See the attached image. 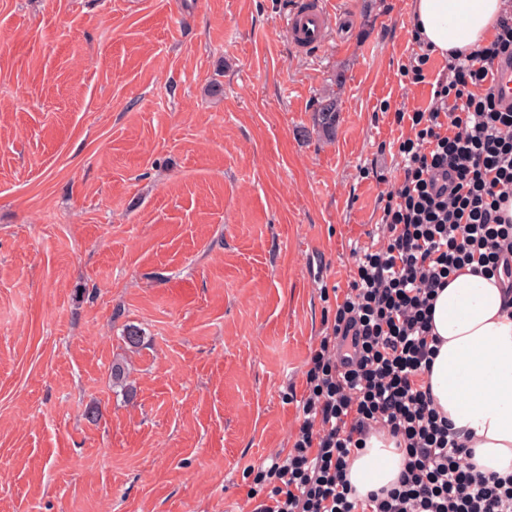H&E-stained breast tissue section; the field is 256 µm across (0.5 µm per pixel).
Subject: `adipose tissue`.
I'll use <instances>...</instances> for the list:
<instances>
[{
    "mask_svg": "<svg viewBox=\"0 0 512 512\" xmlns=\"http://www.w3.org/2000/svg\"><path fill=\"white\" fill-rule=\"evenodd\" d=\"M503 8V0H413L422 40L443 55L484 45ZM502 304L498 278L459 270L434 302L441 344L429 376L437 406L469 433L478 464L499 473L512 471V315ZM401 464L394 443L375 436L349 478L364 494L393 482Z\"/></svg>",
    "mask_w": 512,
    "mask_h": 512,
    "instance_id": "obj_1",
    "label": "adipose tissue"
}]
</instances>
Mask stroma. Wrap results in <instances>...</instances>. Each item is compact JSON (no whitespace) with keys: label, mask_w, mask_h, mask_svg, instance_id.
Listing matches in <instances>:
<instances>
[{"label":"stroma","mask_w":512,"mask_h":512,"mask_svg":"<svg viewBox=\"0 0 512 512\" xmlns=\"http://www.w3.org/2000/svg\"><path fill=\"white\" fill-rule=\"evenodd\" d=\"M294 2L0 0V512H247L290 447L394 112L448 71L401 76L411 0H332L313 53Z\"/></svg>","instance_id":"35a3bbf8"}]
</instances>
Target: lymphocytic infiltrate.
Instances as JSON below:
<instances>
[{
	"mask_svg": "<svg viewBox=\"0 0 512 512\" xmlns=\"http://www.w3.org/2000/svg\"><path fill=\"white\" fill-rule=\"evenodd\" d=\"M512 65V10L491 42L448 57L428 108L396 110L410 134L386 194L383 242L355 249L348 288L310 353L301 424L285 456L257 469L251 512H512V472L479 467L427 376L440 339L433 302L456 272L502 275L512 309V107L493 68ZM386 433L403 455L394 484L359 495L350 460Z\"/></svg>",
	"mask_w": 512,
	"mask_h": 512,
	"instance_id": "f902f5d3",
	"label": "lymphocytic infiltrate"
}]
</instances>
